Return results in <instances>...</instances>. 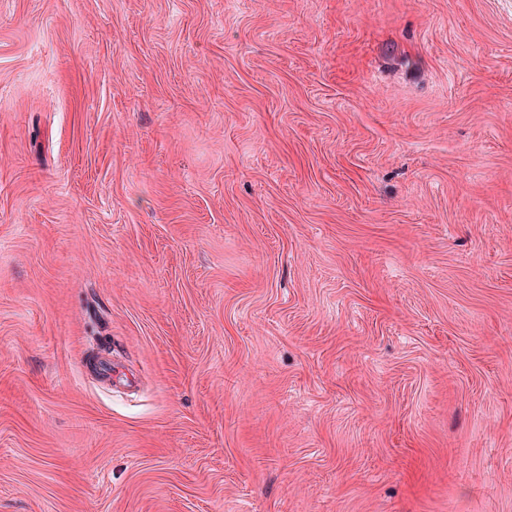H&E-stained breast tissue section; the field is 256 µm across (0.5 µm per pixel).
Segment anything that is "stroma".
Returning a JSON list of instances; mask_svg holds the SVG:
<instances>
[{
    "instance_id": "obj_1",
    "label": "stroma",
    "mask_w": 512,
    "mask_h": 512,
    "mask_svg": "<svg viewBox=\"0 0 512 512\" xmlns=\"http://www.w3.org/2000/svg\"><path fill=\"white\" fill-rule=\"evenodd\" d=\"M0 512H512V0H0Z\"/></svg>"
}]
</instances>
